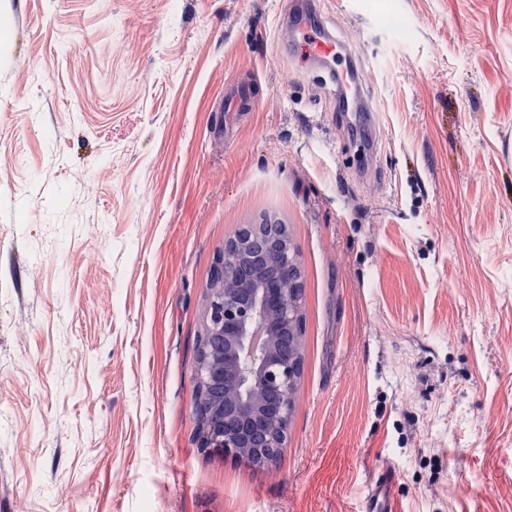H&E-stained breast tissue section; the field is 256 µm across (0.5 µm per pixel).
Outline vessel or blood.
I'll return each instance as SVG.
<instances>
[{"label": "vessel or blood", "instance_id": "obj_1", "mask_svg": "<svg viewBox=\"0 0 512 512\" xmlns=\"http://www.w3.org/2000/svg\"><path fill=\"white\" fill-rule=\"evenodd\" d=\"M287 44L292 48H301L310 67L336 72L340 97L357 110L359 121L368 126L374 125V113L363 109L362 91L348 61V49L326 26L313 24L305 15H296L288 25ZM226 99L237 112L253 111L258 104L250 88L245 85L231 87ZM393 481L392 471L383 469L378 472L365 502L364 512H393Z\"/></svg>", "mask_w": 512, "mask_h": 512}]
</instances>
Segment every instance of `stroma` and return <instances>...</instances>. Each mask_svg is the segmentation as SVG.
Masks as SVG:
<instances>
[{"instance_id":"35a3bbf8","label":"stroma","mask_w":512,"mask_h":512,"mask_svg":"<svg viewBox=\"0 0 512 512\" xmlns=\"http://www.w3.org/2000/svg\"><path fill=\"white\" fill-rule=\"evenodd\" d=\"M0 0V512H512V0ZM252 84L246 116L217 106ZM273 215L303 374L258 468L192 441L218 248ZM287 44L289 50L300 47L311 68L336 72L339 96L352 104L356 112L362 110L363 95L348 61L347 46L338 41L326 26L313 24L304 14H297L288 24ZM355 118L367 126L375 124L373 112L355 113ZM394 478V473L388 469H381L378 472L365 502V512H394L390 493Z\"/></svg>"}]
</instances>
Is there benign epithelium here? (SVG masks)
<instances>
[{
    "label": "benign epithelium",
    "mask_w": 512,
    "mask_h": 512,
    "mask_svg": "<svg viewBox=\"0 0 512 512\" xmlns=\"http://www.w3.org/2000/svg\"><path fill=\"white\" fill-rule=\"evenodd\" d=\"M299 258L276 231L243 250H224V292L212 294L201 375L221 388L214 422L218 441L207 444L239 457L281 451L288 433L302 357Z\"/></svg>",
    "instance_id": "1"
}]
</instances>
